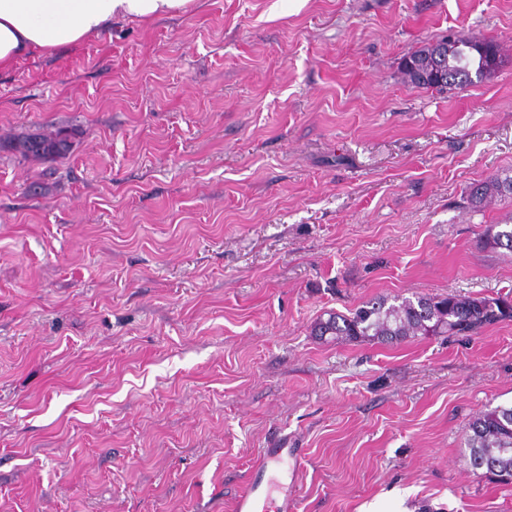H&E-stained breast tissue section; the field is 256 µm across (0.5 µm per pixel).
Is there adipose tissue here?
Returning a JSON list of instances; mask_svg holds the SVG:
<instances>
[{
  "label": "adipose tissue",
  "instance_id": "obj_1",
  "mask_svg": "<svg viewBox=\"0 0 512 512\" xmlns=\"http://www.w3.org/2000/svg\"><path fill=\"white\" fill-rule=\"evenodd\" d=\"M195 0H0V69L37 52H56L100 36L123 19L188 12Z\"/></svg>",
  "mask_w": 512,
  "mask_h": 512
}]
</instances>
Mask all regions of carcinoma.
<instances>
[{
  "label": "carcinoma",
  "mask_w": 512,
  "mask_h": 512,
  "mask_svg": "<svg viewBox=\"0 0 512 512\" xmlns=\"http://www.w3.org/2000/svg\"><path fill=\"white\" fill-rule=\"evenodd\" d=\"M500 46L493 41L441 37L405 56L401 69L411 84L436 91L462 90L493 76L503 65ZM70 149L64 130L38 134L21 142V153L39 159L65 156ZM512 193V176H495L472 186L467 202L474 210ZM483 247L512 252V224H494L482 234ZM512 320V299L446 296L376 297L349 315L328 313L313 328L326 342L372 341L398 344L416 336L477 335L483 329ZM475 475L512 482V406L482 411L468 423L464 438Z\"/></svg>",
  "instance_id": "carcinoma-1"
}]
</instances>
